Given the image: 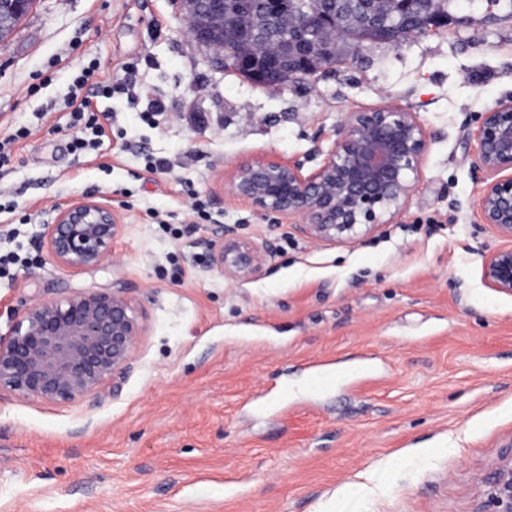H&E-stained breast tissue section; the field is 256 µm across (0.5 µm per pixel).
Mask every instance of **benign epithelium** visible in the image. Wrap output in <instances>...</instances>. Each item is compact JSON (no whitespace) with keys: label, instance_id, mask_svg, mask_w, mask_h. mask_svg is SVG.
<instances>
[{"label":"benign epithelium","instance_id":"obj_1","mask_svg":"<svg viewBox=\"0 0 512 512\" xmlns=\"http://www.w3.org/2000/svg\"><path fill=\"white\" fill-rule=\"evenodd\" d=\"M28 0H0V29L12 26ZM251 41L265 62L248 71L251 83L283 88L291 79L314 73L305 66L321 44L341 39V18L354 14L365 28L381 18L383 0H315L283 32V0H264ZM226 0H182L193 39L206 47L224 37ZM479 183L481 223L512 240V96L483 112L472 132ZM428 149V134L416 113L384 108L352 112L337 133L322 165L304 175L300 166L277 158L244 162L230 176L232 196L260 215L299 220V230L321 243H354L406 208ZM121 213L112 204L78 198L46 225V248L58 265L97 268L112 253L121 230ZM213 264L230 281L255 277L268 248L238 236L224 225L221 237L206 242ZM485 284L512 295V247L484 262ZM141 333L136 308L123 289H86L51 301H37L0 338V391L26 399L75 402L111 377L128 372ZM472 512H512V448L480 480Z\"/></svg>","mask_w":512,"mask_h":512}]
</instances>
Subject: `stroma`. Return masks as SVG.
Segmentation results:
<instances>
[{
  "mask_svg": "<svg viewBox=\"0 0 512 512\" xmlns=\"http://www.w3.org/2000/svg\"><path fill=\"white\" fill-rule=\"evenodd\" d=\"M401 44L367 42L282 89L220 69L176 0H34L0 40V336L33 303L123 288L131 370L83 400L0 392V512H471L512 442V296L483 264L470 133L512 95V0H448ZM104 128L72 146L82 68ZM400 107L430 135L406 210L354 244L317 243L228 192L240 163L303 174L353 112ZM123 216L99 268L41 241L75 198ZM206 219L194 217L193 206ZM271 253L230 282L221 227Z\"/></svg>",
  "mask_w": 512,
  "mask_h": 512,
  "instance_id": "35a3bbf8",
  "label": "stroma"
}]
</instances>
